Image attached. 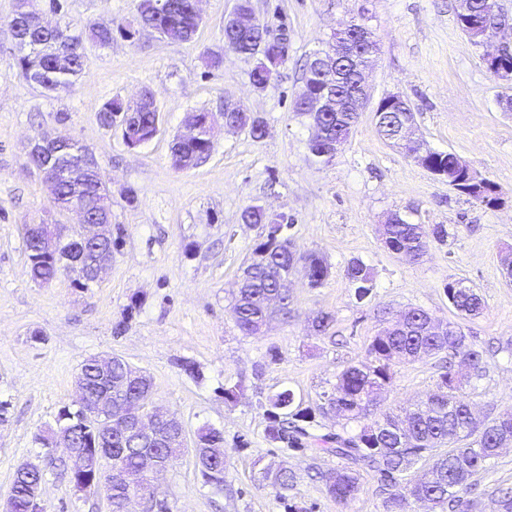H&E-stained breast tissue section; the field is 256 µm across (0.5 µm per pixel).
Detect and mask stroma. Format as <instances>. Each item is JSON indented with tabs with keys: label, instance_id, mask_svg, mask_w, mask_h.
Listing matches in <instances>:
<instances>
[{
	"label": "stroma",
	"instance_id": "stroma-1",
	"mask_svg": "<svg viewBox=\"0 0 512 512\" xmlns=\"http://www.w3.org/2000/svg\"><path fill=\"white\" fill-rule=\"evenodd\" d=\"M61 2L57 12L51 0H39L46 23L117 25L134 19L139 0ZM13 5L0 0V401L9 404L0 423L1 496L18 464L37 454L34 434L53 424L60 408L77 406L84 361L112 353L151 377L153 407L174 413L187 436L205 425L224 433L229 491L206 484L192 453H183L156 481L170 512H285L289 504L301 512H383L377 473L362 472L356 497L339 502L320 475L342 468V459L269 441L266 399L291 389L315 410L318 433L356 434L359 423L318 412L321 393L363 360L381 314L394 319L419 307L453 319L444 288L458 281L485 301L481 316L461 323L484 350L485 374L473 380L468 398L476 414L490 407L512 413V283L500 264L512 251V112L501 103L507 86L487 69L489 45L473 43L457 24L459 0H251L258 19L286 26L290 36L288 60L262 92L249 81L252 60L224 48V16L236 0H201L202 23L186 42L144 31L87 44L83 75L57 94L12 66ZM352 21L368 25L378 43L370 100L336 158L316 166L308 160L312 131L294 101L312 52ZM216 51L223 61L213 68L207 56ZM147 89L160 130L131 149L119 130L102 125L100 111L114 98L134 102ZM394 93L410 101L424 148L452 152L490 180L497 206L459 194L380 137L374 110ZM228 103L261 117L266 137L226 128ZM199 111L214 117V149L201 165L178 168L172 142ZM60 134L97 159L112 192V233L120 238L99 281L84 290L64 275L34 282L25 250V225L79 221L56 208L29 161V139ZM250 205L292 219L288 233L297 247L322 255L330 274L319 288L291 276L288 313L246 336L236 325L234 294L264 231L242 223ZM394 212L416 224L445 225L447 241L430 242L416 260L390 251L381 228ZM354 259L373 277L362 299L345 276ZM321 311L334 317L322 336L311 329ZM440 372L437 357L397 365L380 411L398 414L426 398ZM228 388L234 399H225ZM278 467L294 475L282 499L265 478ZM500 488H512V447L472 479L468 512H500ZM43 502L47 512H108L103 494L78 492L53 474Z\"/></svg>",
	"mask_w": 512,
	"mask_h": 512
}]
</instances>
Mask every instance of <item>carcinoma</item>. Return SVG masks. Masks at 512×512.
I'll list each match as a JSON object with an SVG mask.
<instances>
[{"instance_id":"carcinoma-1","label":"carcinoma","mask_w":512,"mask_h":512,"mask_svg":"<svg viewBox=\"0 0 512 512\" xmlns=\"http://www.w3.org/2000/svg\"><path fill=\"white\" fill-rule=\"evenodd\" d=\"M31 0H16L14 13L9 20L13 40L36 44L37 50L16 57V66L29 81L49 84L59 79L74 85L86 65L85 42L106 45L113 34L131 40L135 37L134 24L153 29L161 38L173 43L191 39L199 28L194 0H162L155 10L137 11L136 23L128 22L116 27L87 23L78 31L64 33L54 28H30L25 20L26 6ZM487 0H473V9L467 15L457 14L458 25L470 38L486 27ZM271 29L259 23L256 29L244 35L228 26L223 29L224 49L255 60L251 69L252 82L264 87L275 80L279 68L288 60V31L279 27L272 38ZM357 63L350 56L344 57L337 70L330 74L318 73L305 67L304 85L309 96L320 94L351 99L359 91ZM155 101L151 90L132 104L112 99L104 104L101 121L108 124L111 117L119 116L113 127L121 130L125 145L135 149L154 138L160 123L158 108L145 105ZM378 133L393 141L403 124L401 112H377ZM358 118L356 112H323L317 117L321 142L307 144L309 159L315 164H327L326 148L338 141H347L351 128ZM228 119L249 131L259 140L265 132L263 121L247 112H232ZM200 134L182 139L172 147L173 159L179 167H193L203 162L214 146L212 118L208 112L192 115ZM420 164L443 174L448 186L487 206L497 203L494 187L477 176L469 165L456 154L428 151ZM107 191L97 172L72 171L63 176L56 188V204L65 209L73 202H80L86 209L88 220L96 223L106 219L100 199ZM242 221L267 227L265 235L256 243L249 263L243 269L240 287L235 298L237 326L246 335L261 329L270 317L268 298L278 295L281 309H288V295L279 288L281 282L296 270L304 272L309 285L318 288L326 281L329 270L324 258L314 251H303L288 246L289 237L280 233L284 225L272 226V221L259 205H250L241 215ZM448 231L442 224L426 227L414 224L398 213L391 214L383 227L385 245L394 253L412 258L419 257L430 240L445 241ZM30 275L35 282L56 279L61 270L55 256L45 252L35 238L26 239ZM345 275L362 298L371 291L372 275L362 261H351ZM448 303L456 317L471 319L480 315L485 303L472 288H459L455 284L445 287ZM447 354L450 363L440 374L435 389L427 399L405 410L404 416L387 413L377 415L374 408L377 397L394 376V367L400 363L422 357ZM459 359L469 367L475 378L482 377L483 351L473 339L466 336L460 325L433 319L426 311L408 310L393 325L374 336L366 348L365 360L344 368L336 376L332 392L322 393L320 410L333 412L349 420L362 423L360 430L348 437L339 434L312 432L313 416L308 408L295 406V396L285 389L268 400L266 414L270 424L266 436L272 442H282L291 448H301L310 443L319 450L348 461V466L322 475L328 493L339 502L355 496L359 489L360 472L375 471L380 474L387 489L383 500L384 512H408L410 500L431 504L432 512H465L461 493L467 491L470 480L487 470L498 456V449L512 445V414L487 413L473 415L465 387L469 380L459 374L451 360ZM134 370L119 356L112 359V375L103 378L91 361H86L79 373L86 400L94 402L100 396L112 397V402L127 404L144 400L153 393L150 378L141 381L130 377ZM70 431L77 447L93 454L106 444L107 428L103 421L91 416L82 407L73 412L69 420ZM201 476L205 483L218 491L226 485L224 472V434L217 428L204 426L197 432ZM181 451L173 430H165L162 440L150 446L133 438L121 439L112 435V461L123 472L121 480L112 483V512H125L124 503L129 488L144 482L145 475L140 461L151 457L160 464L170 463ZM426 465L421 473L408 476L411 465L419 460ZM35 474L15 471L12 482L14 512H46L45 507H35L29 497L30 485L39 480ZM270 485L280 499L293 485V474L280 469L269 475Z\"/></svg>"}]
</instances>
